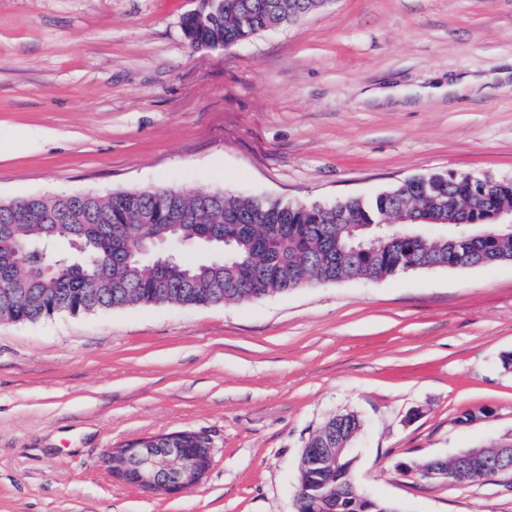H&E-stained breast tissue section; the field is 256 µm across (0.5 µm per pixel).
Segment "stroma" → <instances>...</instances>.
<instances>
[{"instance_id":"obj_1","label":"stroma","mask_w":512,"mask_h":512,"mask_svg":"<svg viewBox=\"0 0 512 512\" xmlns=\"http://www.w3.org/2000/svg\"><path fill=\"white\" fill-rule=\"evenodd\" d=\"M202 6L0 0V201L333 203L451 170L512 177V0H330L195 50L181 20ZM465 76L479 87L449 95ZM509 352L512 262L0 322V512H297L303 451L346 413L355 483L397 512H512L511 473L416 471L512 442ZM178 431L210 442L196 487L113 477L110 449Z\"/></svg>"}]
</instances>
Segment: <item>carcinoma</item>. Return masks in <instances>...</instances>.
Returning <instances> with one entry per match:
<instances>
[{"label": "carcinoma", "instance_id": "1", "mask_svg": "<svg viewBox=\"0 0 512 512\" xmlns=\"http://www.w3.org/2000/svg\"><path fill=\"white\" fill-rule=\"evenodd\" d=\"M319 7V0H223V6L197 22L186 18L194 48H204L219 35L224 45L245 41L254 34L295 23ZM427 179L435 183L437 208L420 210L410 190H392L372 198L350 197L335 209L318 203L285 202L235 196L203 188L136 190L28 196L0 207V257L7 252L31 254L58 237L86 244L79 271L62 268L33 282L13 263L0 261V320L33 322L61 313L78 315L130 305H210L261 299L287 293L307 284L344 279L382 280L405 271L406 257L418 268H446L465 259L473 264L512 261V231L473 213L469 234L477 243L464 250L458 234L443 233L420 239L419 217L429 215L445 223L454 220L459 180L446 173ZM495 200L512 209V178H494ZM155 216L150 233L173 235L196 246L211 232L232 240V251L215 266L199 257L177 259L167 278L147 263L136 264L130 252L142 242L138 217ZM387 220L405 225L414 239L384 234L378 224ZM362 422L355 414L329 419L310 439V448H334L336 438L355 440ZM354 457L344 455L340 465L310 469L298 479L303 512H396L376 500L366 511L346 490ZM344 491L341 498L336 490Z\"/></svg>", "mask_w": 512, "mask_h": 512}]
</instances>
